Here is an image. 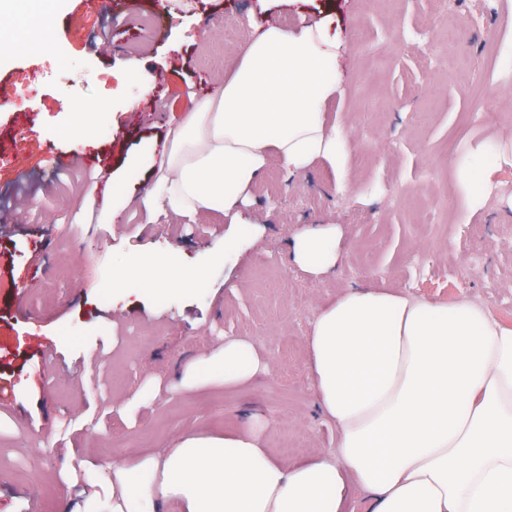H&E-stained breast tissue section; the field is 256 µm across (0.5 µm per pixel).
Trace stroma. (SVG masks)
<instances>
[{
    "label": "stroma",
    "instance_id": "35a3bbf8",
    "mask_svg": "<svg viewBox=\"0 0 512 512\" xmlns=\"http://www.w3.org/2000/svg\"><path fill=\"white\" fill-rule=\"evenodd\" d=\"M326 14L347 43L326 115L354 142L348 189L323 164L275 165L241 206L256 224L153 222L135 205L119 244L95 223L84 188L107 193L218 89L250 19ZM42 19L51 54H0V512H78L87 489L111 499L115 470L235 430L248 407L283 463L335 453L305 338L348 285L471 300L512 325V0H45ZM490 145L499 163L476 210L455 166ZM320 224L336 226L341 257L315 276L288 248ZM149 254L198 281L149 299L113 288L114 270ZM229 338L253 342L268 371L182 388L184 366Z\"/></svg>",
    "mask_w": 512,
    "mask_h": 512
}]
</instances>
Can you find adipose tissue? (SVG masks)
Listing matches in <instances>:
<instances>
[{"label":"adipose tissue","instance_id":"adipose-tissue-1","mask_svg":"<svg viewBox=\"0 0 512 512\" xmlns=\"http://www.w3.org/2000/svg\"><path fill=\"white\" fill-rule=\"evenodd\" d=\"M346 70L328 20L255 25L220 89L144 145L138 160L154 176L140 198L113 190L105 223L136 200L152 214L243 223L238 204L273 162L291 173L323 163L347 186L351 139L325 117ZM496 162L488 148L459 165L472 207ZM292 260L313 275L334 272L335 227L296 233ZM306 342L335 455L283 465L248 420L116 472L111 501L88 495L86 512H154L159 500L179 512H512V326L468 300L433 303L367 283L324 307ZM265 368L251 342L228 339L185 376L236 385Z\"/></svg>","mask_w":512,"mask_h":512}]
</instances>
